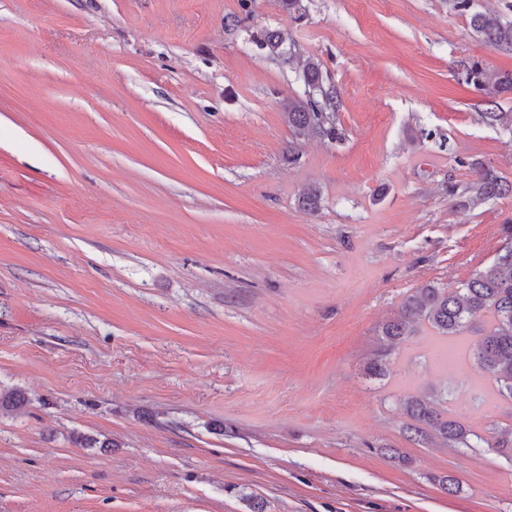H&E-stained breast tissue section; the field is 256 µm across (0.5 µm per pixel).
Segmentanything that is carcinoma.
I'll return each instance as SVG.
<instances>
[{
    "mask_svg": "<svg viewBox=\"0 0 512 512\" xmlns=\"http://www.w3.org/2000/svg\"><path fill=\"white\" fill-rule=\"evenodd\" d=\"M449 7L469 16L472 30L491 47L512 51V21H504L493 10L476 9V0H448ZM256 45L271 57H281L283 38L273 29L255 37ZM459 81L496 95L512 91V74L488 69L478 61L465 62L458 69ZM301 81L304 94L288 100L284 119L296 140L318 137L339 138L337 92L326 83L321 64L306 59ZM470 200L486 201L512 194V183L491 167L478 171L473 186L467 188ZM504 245L494 259L475 269L470 276L446 287L427 283L408 295L399 318L383 324L385 349L368 362L374 376H383L386 350L405 342L425 324L439 336H457L464 331L477 335L472 355L477 368L492 380L497 392L512 400V224L501 225ZM448 398L410 396L403 410L412 420L409 430L414 441L428 445L436 440L448 448H495L512 459V426L492 425L481 434L448 417Z\"/></svg>",
    "mask_w": 512,
    "mask_h": 512,
    "instance_id": "carcinoma-1",
    "label": "carcinoma"
}]
</instances>
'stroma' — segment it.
Wrapping results in <instances>:
<instances>
[{"label": "stroma", "instance_id": "1", "mask_svg": "<svg viewBox=\"0 0 512 512\" xmlns=\"http://www.w3.org/2000/svg\"><path fill=\"white\" fill-rule=\"evenodd\" d=\"M302 4L0 0V392L28 399L0 412V512H512V460L408 438L412 395L512 424L474 334L420 327L367 373L407 294L502 245L512 195L448 188L512 181L482 119L512 94L456 79L512 51L448 0ZM310 56L333 142L284 120ZM254 39L259 49L265 50L271 57H281L285 53L282 48L283 38L278 30L265 29ZM473 186L467 188L470 193L469 200L486 201L507 194H512V183L500 176L498 171L491 167H482Z\"/></svg>", "mask_w": 512, "mask_h": 512}]
</instances>
